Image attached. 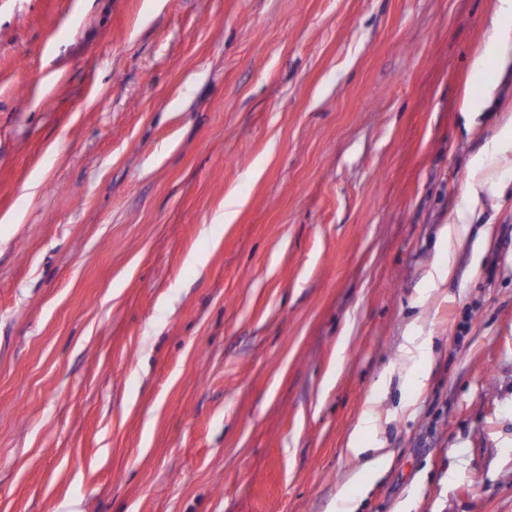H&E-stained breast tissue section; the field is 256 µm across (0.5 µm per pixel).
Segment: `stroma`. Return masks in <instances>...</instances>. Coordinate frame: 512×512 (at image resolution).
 <instances>
[{
	"instance_id": "stroma-1",
	"label": "stroma",
	"mask_w": 512,
	"mask_h": 512,
	"mask_svg": "<svg viewBox=\"0 0 512 512\" xmlns=\"http://www.w3.org/2000/svg\"><path fill=\"white\" fill-rule=\"evenodd\" d=\"M497 22L0 0V512H512ZM375 422V416L372 412L368 411L365 412L362 417L359 420V423L352 433L349 441H348V447L346 448V451L348 454H350L354 458H359L361 455L372 452L375 456L373 459V464L378 466L381 463H384L388 456L389 452L387 451V448H362L361 447V435L362 433L370 430L374 426Z\"/></svg>"
}]
</instances>
